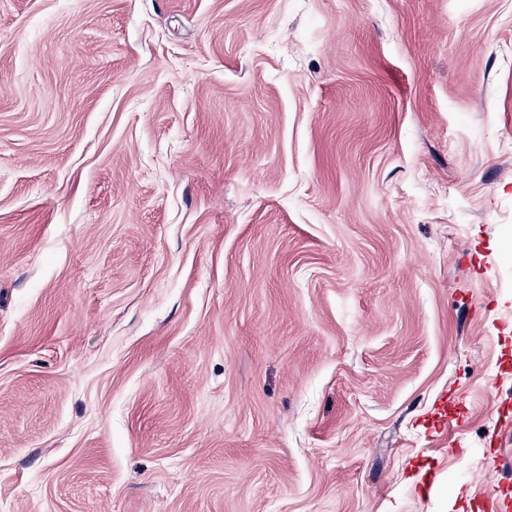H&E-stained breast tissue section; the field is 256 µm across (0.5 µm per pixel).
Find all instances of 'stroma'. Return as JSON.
I'll return each instance as SVG.
<instances>
[{"instance_id":"35a3bbf8","label":"stroma","mask_w":512,"mask_h":512,"mask_svg":"<svg viewBox=\"0 0 512 512\" xmlns=\"http://www.w3.org/2000/svg\"><path fill=\"white\" fill-rule=\"evenodd\" d=\"M492 488L512 0H0V512Z\"/></svg>"}]
</instances>
